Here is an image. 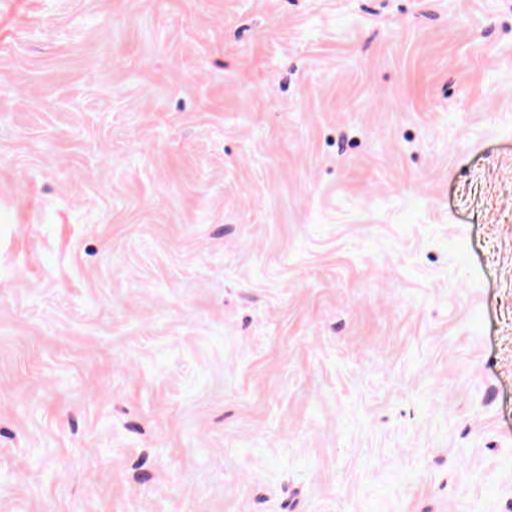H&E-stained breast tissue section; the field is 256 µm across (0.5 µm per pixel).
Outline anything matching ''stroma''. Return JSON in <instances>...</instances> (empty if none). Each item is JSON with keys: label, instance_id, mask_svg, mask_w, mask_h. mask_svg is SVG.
<instances>
[{"label": "stroma", "instance_id": "35a3bbf8", "mask_svg": "<svg viewBox=\"0 0 512 512\" xmlns=\"http://www.w3.org/2000/svg\"><path fill=\"white\" fill-rule=\"evenodd\" d=\"M0 512H512V0H0Z\"/></svg>", "mask_w": 512, "mask_h": 512}]
</instances>
